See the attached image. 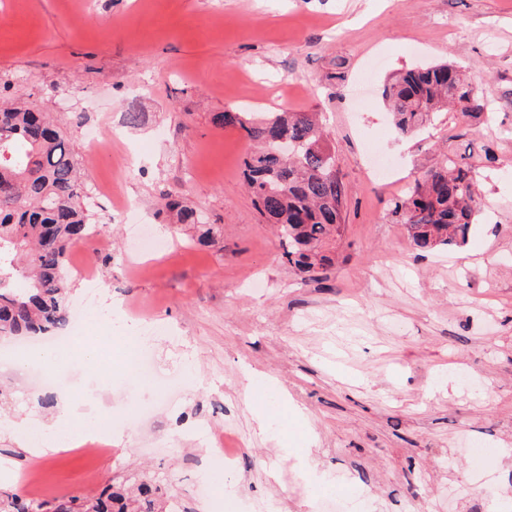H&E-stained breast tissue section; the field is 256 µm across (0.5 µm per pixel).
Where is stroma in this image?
<instances>
[{"label": "stroma", "mask_w": 512, "mask_h": 512, "mask_svg": "<svg viewBox=\"0 0 512 512\" xmlns=\"http://www.w3.org/2000/svg\"><path fill=\"white\" fill-rule=\"evenodd\" d=\"M453 63L498 110L394 127L382 92L403 69ZM0 78L50 107L86 156L100 234L69 263L97 265L125 319L152 325L156 377L183 386L153 412L115 339L95 366L122 431L108 455L27 452L0 431V492L35 472L59 499L147 475L193 512L213 429L241 443L222 480L266 512H512V0H0ZM141 113L127 125L129 101ZM316 112L348 188L336 261L288 265L242 177L230 112ZM471 151L481 205L458 248L415 249L391 200L437 160ZM392 167L373 176L368 154ZM175 200L212 234L172 224ZM134 224L165 241L141 250ZM195 382H188V374ZM0 417L43 422L34 374H0ZM287 394L301 417L284 416Z\"/></svg>", "instance_id": "stroma-1"}]
</instances>
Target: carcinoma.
Returning <instances> with one entry per match:
<instances>
[{"label":"carcinoma","mask_w":512,"mask_h":512,"mask_svg":"<svg viewBox=\"0 0 512 512\" xmlns=\"http://www.w3.org/2000/svg\"><path fill=\"white\" fill-rule=\"evenodd\" d=\"M396 127L411 134L444 108L490 121L483 92L448 63L409 69L384 88ZM219 124L241 131L248 142L243 176L255 204L275 226L283 257L308 279L334 262L347 189L336 169V150L314 112H226ZM288 137L293 157L280 151ZM90 185L79 150L51 113L0 95V335L47 336L69 322L72 288L66 257L96 223ZM479 205L467 156L450 157L426 170L390 206L420 251L464 245ZM160 488L140 486L132 499L119 491L56 505L19 493L0 494V512H161Z\"/></svg>","instance_id":"1"}]
</instances>
